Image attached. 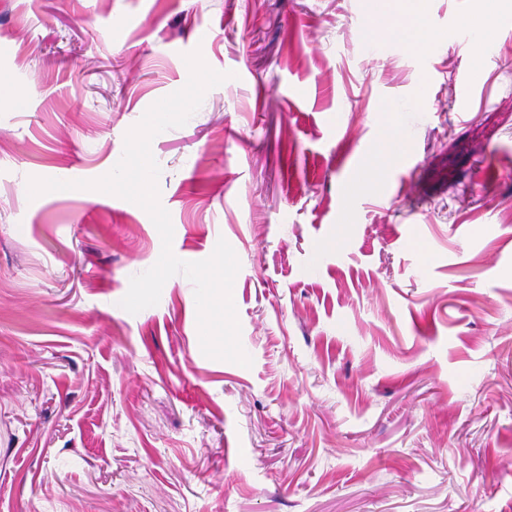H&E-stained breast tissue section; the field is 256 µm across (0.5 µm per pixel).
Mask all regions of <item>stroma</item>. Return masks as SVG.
<instances>
[{"label": "stroma", "mask_w": 512, "mask_h": 512, "mask_svg": "<svg viewBox=\"0 0 512 512\" xmlns=\"http://www.w3.org/2000/svg\"><path fill=\"white\" fill-rule=\"evenodd\" d=\"M427 0H0V512H512V0L477 49ZM200 50L228 80L151 141L172 250L240 270L251 366L94 180ZM467 114H456L461 79ZM403 141L409 162L374 152Z\"/></svg>", "instance_id": "1"}]
</instances>
